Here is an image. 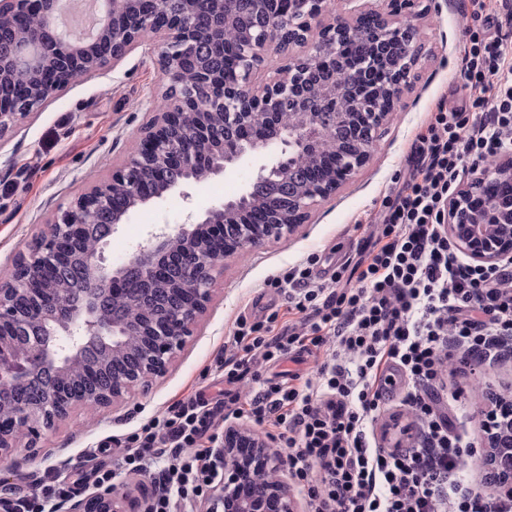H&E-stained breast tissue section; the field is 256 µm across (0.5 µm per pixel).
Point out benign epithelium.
<instances>
[{
  "label": "benign epithelium",
  "instance_id": "7a95c632",
  "mask_svg": "<svg viewBox=\"0 0 512 512\" xmlns=\"http://www.w3.org/2000/svg\"><path fill=\"white\" fill-rule=\"evenodd\" d=\"M269 18L266 26L239 35V75L227 82L214 70L210 59L197 53L203 29L224 40V27L236 13L237 0H185L186 9L161 21L145 15L140 0H102V22L96 34L64 38L56 22L58 0H0V134L31 113L55 91L82 76L117 65L147 34L159 37L154 46L165 85L166 107L153 111L146 130L133 153L111 178L75 196L58 212L51 230L35 244L30 257L14 279L0 281V398L16 392L35 391L31 401L12 407L10 423L0 426V457L13 451L19 435L39 433L65 418L76 406L107 407L123 400L133 390L162 376L175 354L194 335L212 298L211 285L221 271L223 259L236 258L274 241L291 239L312 218L313 211L366 166L376 150V132L406 105L402 93L410 86V74L418 59L416 21L425 13L420 0H290L286 12L274 8L278 0H254ZM27 9L43 18V30L36 33L16 29V13ZM372 37L397 47L393 71L381 70V86L372 94L352 98L345 87L361 78V71L347 72V81L336 82L334 60L336 36ZM280 56L276 77L253 80L265 61L267 48ZM52 68L58 83L20 92L17 77L27 71ZM191 70L197 84L185 85L182 74ZM199 94L208 96L210 110L224 111V140L209 149L212 131L203 121L193 122L189 150L169 147L173 130L195 112H185L183 103ZM264 110V131L246 135L254 123V105ZM364 121L355 131L357 148L343 157V167L327 182L288 190V211L275 222L244 224L224 250L214 253L201 247L206 235L220 236L226 224L253 203L259 186L274 178L292 174L300 157L316 159L328 142L330 124L348 122L356 114ZM208 157L207 174L218 175L231 166L258 154L268 162L259 166L254 182L241 195L228 199L202 214L189 216L186 224L169 231L152 233L138 243L129 260L114 267L103 256L107 237L125 223L130 212L164 198L180 187L166 179V169L182 168L183 182L197 181L200 154ZM156 173L162 187L151 195L139 189L129 174ZM117 191L125 193L130 205L112 213L111 224L95 239L86 259L85 287L80 298L59 294L41 317L38 335L30 346L17 345L18 335L29 330L37 306L25 297L30 278L63 274L70 269V250L85 234L84 215L102 206ZM444 228L458 250L472 261L495 266L512 261V153L499 155L481 175L460 183L450 198ZM191 246L186 256L168 259L172 242ZM159 277L190 279L196 288L172 306L166 316L151 323L144 344L133 362L112 377L101 390L72 399L57 391L59 380L78 366L92 365L91 352L105 350L116 358L128 351V327L124 317L111 305L121 286L130 280L139 284L142 297L151 296ZM486 458L504 471L503 488L512 492V409L503 408V418L488 427ZM220 480L197 502V512H296L293 489L283 479L258 480L284 467L281 457L270 451L269 440L244 424L224 427V441L214 452ZM49 512H142V504L129 502L112 485L72 503L60 500Z\"/></svg>",
  "mask_w": 512,
  "mask_h": 512
}]
</instances>
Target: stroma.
I'll return each instance as SVG.
<instances>
[{
    "instance_id": "35a3bbf8",
    "label": "stroma",
    "mask_w": 512,
    "mask_h": 512,
    "mask_svg": "<svg viewBox=\"0 0 512 512\" xmlns=\"http://www.w3.org/2000/svg\"><path fill=\"white\" fill-rule=\"evenodd\" d=\"M420 27L421 58L415 82L404 94L408 108L381 129L379 149L370 163L335 199L322 204L296 237L224 262L195 336L163 376L114 406L96 411L77 406L39 435L21 436L17 449L0 463L11 494L31 490L47 477L69 486L76 473L102 463L113 473L126 475L124 489L131 495L152 494L148 477L127 473L114 437L133 432L199 390L217 396L224 380L215 372L214 360L236 317L274 313L288 320L286 297L266 282L309 254L319 257L314 275L329 282L337 265L354 256L358 243L368 237L369 224L385 205L389 187L402 176L410 144L424 129L428 113L440 99L455 100L462 40L457 0H448L440 13L423 16ZM156 42V36H147L116 67L72 81L0 133V278L8 277L19 254L49 231L58 210L78 193L107 180L113 167L134 150L149 111L165 90L152 50ZM259 164L255 158L228 167L223 174L189 183L166 199L137 209L109 238L105 257H112L120 244L135 248L158 228L176 229L185 223L188 211L202 212L244 192ZM490 388L503 394L512 390L511 358L494 360L479 376L448 372V412L477 450L484 446L482 419Z\"/></svg>"
}]
</instances>
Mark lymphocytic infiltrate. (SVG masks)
I'll return each instance as SVG.
<instances>
[{
    "label": "lymphocytic infiltrate",
    "instance_id": "f902f5d3",
    "mask_svg": "<svg viewBox=\"0 0 512 512\" xmlns=\"http://www.w3.org/2000/svg\"><path fill=\"white\" fill-rule=\"evenodd\" d=\"M464 99L440 101L407 172L355 261L316 283V255L269 279L293 318L237 317L218 359L224 399L179 400L117 439L129 471L166 460L150 512H181L218 477L202 441L226 415L268 430L306 512H512V496L469 482L471 451L440 391L454 348L471 369L512 338V261L484 267L451 248L442 217L464 174L512 151V0H460ZM305 354L317 375L264 378L262 365ZM403 411L381 417L400 384Z\"/></svg>",
    "mask_w": 512,
    "mask_h": 512
}]
</instances>
